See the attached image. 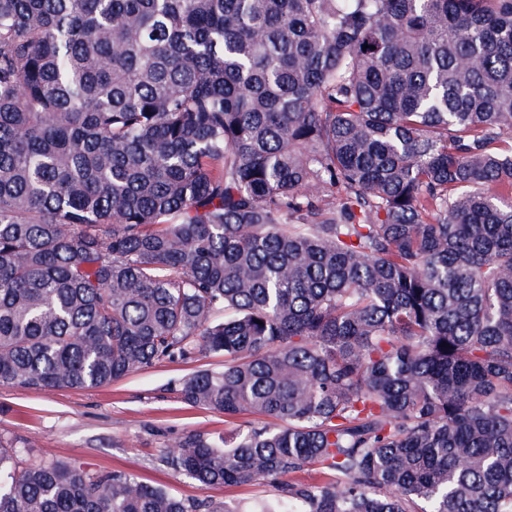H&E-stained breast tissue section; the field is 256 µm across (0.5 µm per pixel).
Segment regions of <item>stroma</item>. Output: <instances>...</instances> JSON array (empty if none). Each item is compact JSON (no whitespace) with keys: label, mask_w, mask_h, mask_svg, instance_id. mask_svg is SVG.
Segmentation results:
<instances>
[{"label":"stroma","mask_w":512,"mask_h":512,"mask_svg":"<svg viewBox=\"0 0 512 512\" xmlns=\"http://www.w3.org/2000/svg\"><path fill=\"white\" fill-rule=\"evenodd\" d=\"M224 357L203 353L165 362L91 389L32 391L0 385V435L14 440L30 462L66 461L92 472L124 470L185 498L235 500L243 512H260L276 498L272 487L202 489L161 462L167 446L195 432L222 435L224 417L184 403L172 381L202 369H219Z\"/></svg>","instance_id":"35a3bbf8"}]
</instances>
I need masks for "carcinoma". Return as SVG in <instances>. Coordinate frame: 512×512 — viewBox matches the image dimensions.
Masks as SVG:
<instances>
[{
    "instance_id": "carcinoma-1",
    "label": "carcinoma",
    "mask_w": 512,
    "mask_h": 512,
    "mask_svg": "<svg viewBox=\"0 0 512 512\" xmlns=\"http://www.w3.org/2000/svg\"><path fill=\"white\" fill-rule=\"evenodd\" d=\"M203 352L171 472L512 512V0H0V384ZM0 512L239 510L0 439Z\"/></svg>"
}]
</instances>
